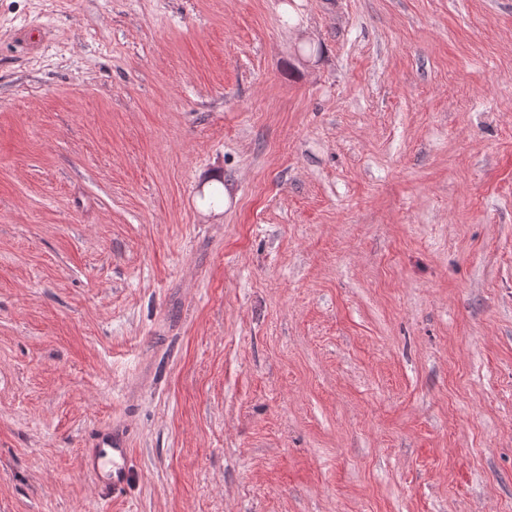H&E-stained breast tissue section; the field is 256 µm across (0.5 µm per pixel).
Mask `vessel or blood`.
Returning a JSON list of instances; mask_svg holds the SVG:
<instances>
[{"mask_svg":"<svg viewBox=\"0 0 512 512\" xmlns=\"http://www.w3.org/2000/svg\"><path fill=\"white\" fill-rule=\"evenodd\" d=\"M128 441L112 434L101 437L96 447L87 449L85 467L93 472L102 493H120L128 485L130 471L127 465Z\"/></svg>","mask_w":512,"mask_h":512,"instance_id":"vessel-or-blood-1","label":"vessel or blood"}]
</instances>
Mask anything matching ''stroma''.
Segmentation results:
<instances>
[{
  "mask_svg": "<svg viewBox=\"0 0 512 512\" xmlns=\"http://www.w3.org/2000/svg\"><path fill=\"white\" fill-rule=\"evenodd\" d=\"M0 512H512V0H0ZM96 446L97 448L86 449V469L95 474L97 485L103 494L121 493L130 480L126 437L114 430L112 436H102Z\"/></svg>",
  "mask_w": 512,
  "mask_h": 512,
  "instance_id": "stroma-1",
  "label": "stroma"
}]
</instances>
